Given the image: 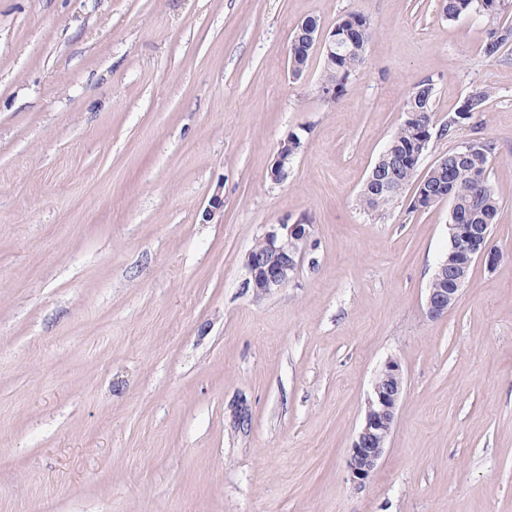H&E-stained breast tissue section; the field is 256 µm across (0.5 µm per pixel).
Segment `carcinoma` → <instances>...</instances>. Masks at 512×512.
<instances>
[{
    "mask_svg": "<svg viewBox=\"0 0 512 512\" xmlns=\"http://www.w3.org/2000/svg\"><path fill=\"white\" fill-rule=\"evenodd\" d=\"M512 10V0H502L497 7H490L485 0H442L441 11L448 20L467 14H479L487 20V36L482 51L489 60L499 58L501 49L512 43V21L505 20ZM356 28L355 38L344 41L336 48V55H321L319 85L336 86V94L346 90L351 77L362 64L367 46L374 34L371 20L360 13L350 12L338 20L334 27ZM319 22L306 19L299 24L288 44V68L294 78L300 77L315 52L314 37ZM489 89L469 94L458 110L448 115V120L435 124L433 108L434 85L430 80L416 83L410 90L404 106L405 117L385 146L359 197L360 206L376 210L395 203L407 187H414L408 209L412 212L429 210L439 203L436 187L448 189L453 211L448 223H454V214L468 215L471 224H495L501 209V200L489 179V167L495 157L492 141L475 137L468 145H461L443 155L428 169L425 178L416 179L422 154L415 153L414 145L425 141L430 146L434 132L446 134L457 126L482 114ZM389 184L386 191L378 189L380 181Z\"/></svg>",
    "mask_w": 512,
    "mask_h": 512,
    "instance_id": "carcinoma-1",
    "label": "carcinoma"
}]
</instances>
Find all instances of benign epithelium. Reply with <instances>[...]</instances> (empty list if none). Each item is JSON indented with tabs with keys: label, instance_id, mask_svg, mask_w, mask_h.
<instances>
[{
	"label": "benign epithelium",
	"instance_id": "benign-epithelium-1",
	"mask_svg": "<svg viewBox=\"0 0 512 512\" xmlns=\"http://www.w3.org/2000/svg\"><path fill=\"white\" fill-rule=\"evenodd\" d=\"M293 160L288 154V139H283L269 171V178L275 183L282 182ZM453 243L463 247L468 261L495 260V254L485 243L488 225L450 224ZM310 238V225L298 220L292 224L284 220L274 224L263 234L266 250L262 253H248L246 266L249 277L246 287L253 289L257 296L269 294L284 288L298 268L299 261ZM436 278L449 280V288H429L426 293V313L438 318L447 313L458 299L465 283L461 267L439 265ZM404 391V373L400 360L387 358L378 370L371 392L366 398L365 415L349 449L347 471L349 480L358 488L364 487L372 478L383 457L393 432L400 400Z\"/></svg>",
	"mask_w": 512,
	"mask_h": 512
}]
</instances>
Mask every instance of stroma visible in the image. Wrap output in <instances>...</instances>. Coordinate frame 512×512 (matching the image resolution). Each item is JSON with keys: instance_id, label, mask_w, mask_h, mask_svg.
Wrapping results in <instances>:
<instances>
[{"instance_id": "1", "label": "stroma", "mask_w": 512, "mask_h": 512, "mask_svg": "<svg viewBox=\"0 0 512 512\" xmlns=\"http://www.w3.org/2000/svg\"><path fill=\"white\" fill-rule=\"evenodd\" d=\"M350 12L375 34L327 101L288 44ZM485 38L439 0H0V512H512V44ZM424 80L439 122L494 93L419 173L482 136L502 202L499 261L436 319L448 202L358 205ZM303 216L292 282L254 295L256 238ZM390 356L398 418L358 488ZM288 142L293 143V146H290ZM301 147L302 138L299 134L294 132L289 133L285 139L280 141L274 161L271 165V170L268 173L271 181L280 183L285 179L286 172H288V166L290 168L294 162V160L291 159V153L289 152L300 149ZM404 391L400 360L388 357L378 370L366 398L365 415L349 449V480L358 488L372 478L393 432Z\"/></svg>"}]
</instances>
